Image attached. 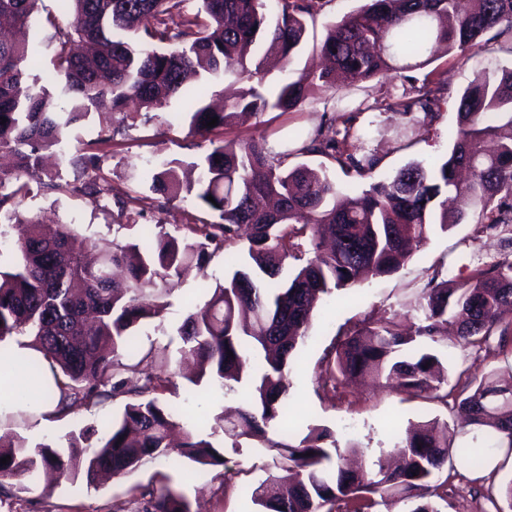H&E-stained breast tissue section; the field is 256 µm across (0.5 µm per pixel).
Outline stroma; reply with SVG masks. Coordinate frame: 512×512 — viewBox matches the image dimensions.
<instances>
[{"instance_id":"obj_1","label":"stroma","mask_w":512,"mask_h":512,"mask_svg":"<svg viewBox=\"0 0 512 512\" xmlns=\"http://www.w3.org/2000/svg\"><path fill=\"white\" fill-rule=\"evenodd\" d=\"M367 0H326L290 65L274 66L266 74L262 91L275 97L280 87L300 72L320 63L318 45L327 24L366 4ZM512 67V44L492 42L490 50L472 57L468 63L447 55L417 69L409 81L397 80L390 86L393 96L412 93L421 86L428 72L441 74L452 97L431 126L416 129L410 144L396 147L394 137L406 121L405 116L388 110L358 114L356 125L363 134L364 146L376 154L380 164L374 174L382 180L392 176L410 162L431 163L446 157L457 129V112L453 103L485 64ZM326 120L322 101L310 98L296 111L270 110L227 126L221 139L267 137L274 152H289V165H296L292 151L298 131H309ZM210 143L189 131V120L179 100H171L159 111L139 109L134 119L126 120L123 130L107 149L103 174L110 194L93 203L88 199L61 191L38 194L25 199L20 209L28 216H39L45 225H76L81 234L112 240L139 237L140 228L158 222L168 230L185 224L208 220L204 207L194 199L174 200L145 211L142 216L120 212L116 199L146 197L151 193L150 175L162 161H195ZM512 258V245L494 231L481 230L476 224H460L447 232L433 231L427 242L397 272L370 277L350 290L322 296L316 303L307 336L295 353L288 369V406L285 418L267 426L269 438L291 441L307 434L310 427L328 429L339 446L355 444L365 452L367 461H375L380 449L389 447L395 436L409 423L433 417L447 421L455 429V444L473 445V434L462 428L457 402L441 404L422 398L398 394L365 382H350L344 377L322 380L326 355L335 352L349 330L363 323L390 319L404 324L413 319L416 300L434 269L446 267L449 278L466 279L478 265H491ZM236 250L213 258L205 270H190L181 280L171 283L168 306L161 318L150 321L139 331L141 348L155 345L166 349L169 370H177L181 340L178 328L192 307L203 305L216 284L234 270ZM437 354L450 378H479L491 371L512 367V345L499 349L496 341L481 347L463 345L455 333L439 342L428 343ZM166 400L183 409L187 418L213 424L217 415L229 406L239 405L240 392H229L204 382L200 385L178 380ZM121 400L84 406L73 414L53 418L49 428L33 431L31 427H14L0 421V434L15 430L30 443L43 441L66 445L68 438L81 430L111 421L119 412ZM213 443L224 453L223 466H202L190 461L169 464L155 461L121 478H104L97 489H87L84 482H61L46 490L42 479L28 481L26 489L11 485L9 498L0 500V512H112L120 504L126 512H142L162 488H170L190 504L191 512H255L251 491L273 470V454L256 440H242L233 448L231 439L216 435ZM502 477L478 479L475 471L460 467L448 472L444 497L438 500L440 512H506L508 506L501 485Z\"/></svg>"}]
</instances>
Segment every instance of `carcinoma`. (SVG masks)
Instances as JSON below:
<instances>
[{
	"label": "carcinoma",
	"instance_id": "cac0c4a2",
	"mask_svg": "<svg viewBox=\"0 0 512 512\" xmlns=\"http://www.w3.org/2000/svg\"><path fill=\"white\" fill-rule=\"evenodd\" d=\"M39 0H0V29L28 27L36 21ZM69 16L41 19L52 30V68L34 66L28 44L0 40V154L16 158L0 170V219L20 226L11 265L0 269V343L26 338L48 361L25 360L40 398L57 401L66 416L80 405L126 397L122 412L85 446L73 439L67 450L19 437L0 443V490L53 470L57 479L84 476L97 485L100 474L120 477L147 463L189 460L224 465L210 438L217 430L239 440L265 437V427L285 413V370L304 341L313 302L356 286L365 275L396 272L438 227L447 231L465 222L485 230L512 232V68L483 69L458 99V127L448 155L426 167L412 163L392 177L373 181L359 193L338 185L323 166L286 167L288 156H322L361 178L372 176L379 159L359 146L354 121L359 112L379 109L358 104L343 129L320 126L301 137L290 153H274L267 137L211 139L210 151L189 164L196 176L182 179L181 163L164 162L152 173V190L166 201L194 197L214 220L186 226L174 235L164 224L140 241L121 244L81 237L60 224L47 237L39 221L22 218L16 206L33 192L68 187L92 202L105 190L99 175L103 155L85 148L70 160L74 182L42 168V153L65 152L72 133L110 98L112 112L131 103L161 110L181 97L194 134L218 133L242 114L267 109L292 112L309 97L338 111L336 81L358 85L388 73H404L432 62L435 52L468 60L485 50L487 39L512 41V0H369L327 27L320 53L331 66L306 71L282 85L275 100L259 91L263 65L273 56L288 64L307 33V21L322 0H275L269 19L267 0H201L194 14L184 0H59ZM251 83L216 111L205 103L207 85L185 87L188 75L211 83L227 74ZM447 83L430 80L388 109L423 113L431 124L447 103ZM217 118L214 127L207 126ZM214 201H209V198ZM249 230L247 261L217 285L206 303L189 313L179 334L182 354L200 362V378L228 391L249 388L238 419L206 432L160 396L175 386L164 371L165 350L150 346L133 362L136 331L166 309L169 282L189 265L203 269L220 250L237 246L239 229ZM298 262L278 287L270 286L288 260ZM419 324L404 332L393 322L351 331L327 360L325 375L368 376L381 387L448 403V375L440 358L417 345L435 340L442 325L456 326L466 345L512 335V261L475 269L463 281L432 276L416 308ZM53 381H48L46 373ZM468 425L484 430L488 444L458 448L448 424L431 419L411 424L396 437L400 461L385 462L380 450L373 468H352L325 428L312 427L296 443L267 440L276 451L275 466L252 491L256 512H371L381 497L402 493L410 512H439L432 484L445 465L481 470L484 455L495 449L512 453V380L487 376L470 381L457 395ZM154 512H190L184 498L164 489Z\"/></svg>",
	"mask_w": 512,
	"mask_h": 512
}]
</instances>
